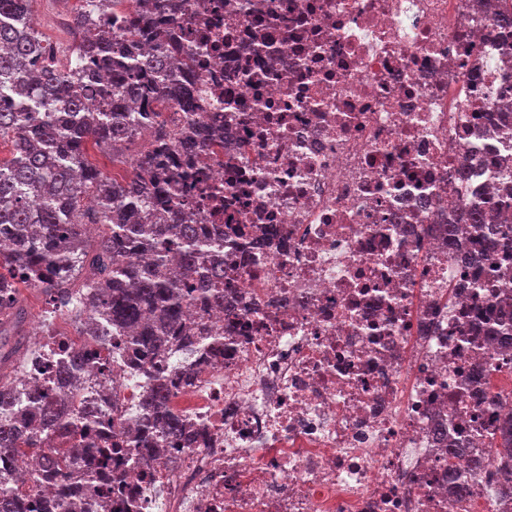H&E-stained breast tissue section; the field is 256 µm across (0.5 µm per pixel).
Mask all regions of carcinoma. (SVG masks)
I'll list each match as a JSON object with an SVG mask.
<instances>
[{"label":"carcinoma","mask_w":512,"mask_h":512,"mask_svg":"<svg viewBox=\"0 0 512 512\" xmlns=\"http://www.w3.org/2000/svg\"><path fill=\"white\" fill-rule=\"evenodd\" d=\"M32 0H0V138L12 143L0 160V230L12 247L0 251V335L13 336L25 321L16 307V283L42 289L55 305L76 315L90 337L99 365L108 367L112 342L127 353L131 371L143 375L137 419L138 447L157 433L177 435L183 419L167 405L172 385L153 369L176 346L193 344L183 325L185 306L196 298L224 304V240L197 223L188 200L196 185L175 180V170L198 154L203 129L194 122L161 120L158 104L171 100L194 111L200 97L182 82L180 70L193 57L171 41L174 19L167 0H85L71 25L82 38L63 61L49 60L31 12ZM492 28H512V0H501ZM159 41L139 53L141 41ZM148 142L133 156L124 149L144 134ZM112 152L107 175L87 159L89 144ZM469 211L448 225V243L464 225L485 224ZM105 230L88 240L92 227ZM490 245L512 257V222L493 224ZM498 335L509 345L512 302L491 306ZM87 355L66 353L57 381L75 389ZM28 396L17 383L0 384V456L34 454L35 478L59 481L75 468L92 472L109 457L84 443L92 421L88 402L68 397L60 404ZM24 482H0V512H26Z\"/></svg>","instance_id":"cac0c4a2"}]
</instances>
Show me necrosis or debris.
<instances>
[{"mask_svg": "<svg viewBox=\"0 0 512 512\" xmlns=\"http://www.w3.org/2000/svg\"><path fill=\"white\" fill-rule=\"evenodd\" d=\"M176 2L193 117L224 127L201 213L238 230L224 252L235 295L189 307L207 339L156 363L192 438L145 466L114 462L106 496L132 512H512V460L496 453L512 349L479 308L512 281L500 256L474 259L441 232L454 166L470 172L465 205L484 209L512 166L497 0ZM269 226L281 246L253 249ZM40 342L21 381L64 397L53 368L81 338ZM139 394L122 365L89 361L84 396L118 409L115 432L133 429ZM36 469L16 456L0 480H26L46 507L56 488L29 483Z\"/></svg>", "mask_w": 512, "mask_h": 512, "instance_id": "4bbe7bcc", "label": "necrosis or debris"}]
</instances>
